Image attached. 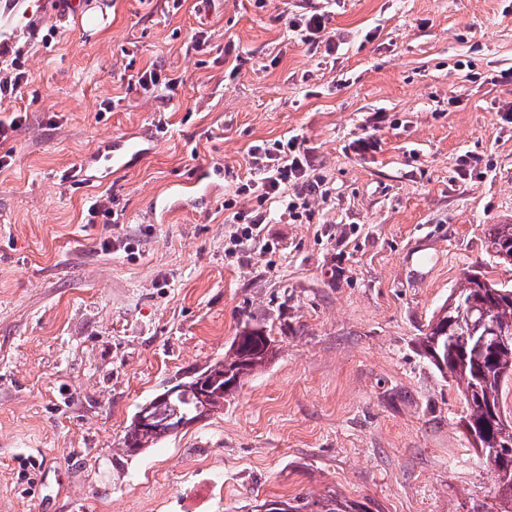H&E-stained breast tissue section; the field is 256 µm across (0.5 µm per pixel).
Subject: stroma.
<instances>
[{
    "instance_id": "stroma-1",
    "label": "stroma",
    "mask_w": 512,
    "mask_h": 512,
    "mask_svg": "<svg viewBox=\"0 0 512 512\" xmlns=\"http://www.w3.org/2000/svg\"><path fill=\"white\" fill-rule=\"evenodd\" d=\"M197 3L0 17L28 75L0 101V120L26 116L0 141V512H251L328 491L372 512L494 506L464 398L417 340L477 263L512 282L486 253L488 226L512 224V0ZM309 10L336 52L289 30ZM149 69L181 83L131 84ZM294 134L323 180L298 218L236 193L251 145ZM126 137V169L97 160ZM97 196L115 223L86 222ZM232 198L266 213L233 255ZM247 324L277 355L223 414L115 460L138 407Z\"/></svg>"
}]
</instances>
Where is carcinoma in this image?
<instances>
[{
  "instance_id": "cac0c4a2",
  "label": "carcinoma",
  "mask_w": 512,
  "mask_h": 512,
  "mask_svg": "<svg viewBox=\"0 0 512 512\" xmlns=\"http://www.w3.org/2000/svg\"><path fill=\"white\" fill-rule=\"evenodd\" d=\"M488 255L496 264H512V224L488 229ZM512 332V284L496 282L479 271L465 275L460 285L434 312L418 340L424 357L440 375L456 383L467 413L465 429L483 462L498 476L499 512H512V423L501 409V393L512 379V342H481L493 328ZM271 334L261 327L246 328L234 338L224 359L216 360L182 382L185 389L152 398V422L131 421L119 439L115 455L132 457L175 436L183 420L203 421L224 410L255 371L276 355L266 350ZM288 512H364V504L330 492L321 497L298 494L285 499Z\"/></svg>"
}]
</instances>
